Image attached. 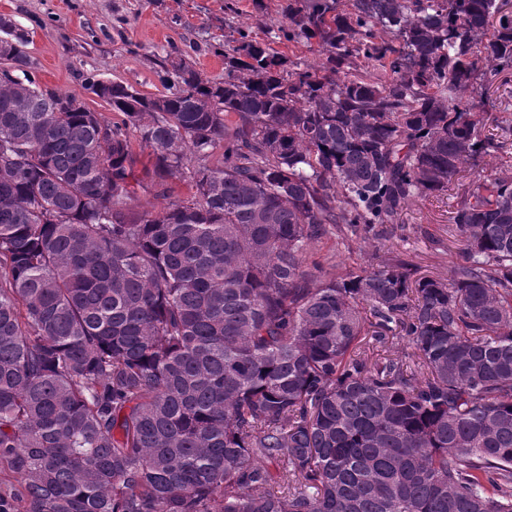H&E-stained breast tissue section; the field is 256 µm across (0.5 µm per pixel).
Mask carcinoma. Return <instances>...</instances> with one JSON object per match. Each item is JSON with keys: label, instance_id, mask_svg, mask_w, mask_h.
Segmentation results:
<instances>
[{"label": "carcinoma", "instance_id": "cac0c4a2", "mask_svg": "<svg viewBox=\"0 0 512 512\" xmlns=\"http://www.w3.org/2000/svg\"><path fill=\"white\" fill-rule=\"evenodd\" d=\"M508 2L293 0L321 66L241 31L222 82L183 54L159 95L90 78L117 121L3 32L0 512H512V178L461 186L448 280L306 264L512 167ZM507 75L508 83L495 85L487 95V107L493 113L506 118H512V72ZM490 173L491 171L497 172L500 176H512V170L504 169L500 166L498 160L492 156H487L481 159L478 166L473 167L471 165H467L463 172L460 174L459 183H468L472 180H475L478 172L481 171Z\"/></svg>", "mask_w": 512, "mask_h": 512}]
</instances>
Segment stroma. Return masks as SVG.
Listing matches in <instances>:
<instances>
[{
  "mask_svg": "<svg viewBox=\"0 0 512 512\" xmlns=\"http://www.w3.org/2000/svg\"><path fill=\"white\" fill-rule=\"evenodd\" d=\"M287 4L288 0H0V14L27 35L40 85L75 94L109 118L113 112L90 90L89 78L158 95L164 90L168 58L185 53L204 77L223 80L224 57L214 47L231 41L241 27L289 61L320 66L325 57L318 46L279 39ZM456 194L452 186L446 195L415 199L399 223L375 239L342 241L331 236L311 243L306 257L326 259L345 272L401 253L418 265L420 275L449 278L463 254L458 237L448 233Z\"/></svg>",
  "mask_w": 512,
  "mask_h": 512,
  "instance_id": "1",
  "label": "stroma"
}]
</instances>
